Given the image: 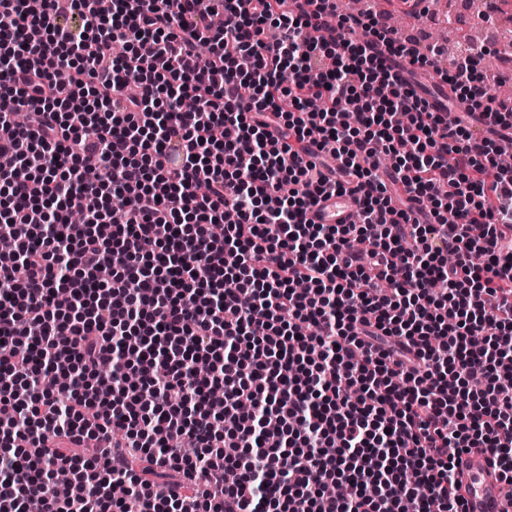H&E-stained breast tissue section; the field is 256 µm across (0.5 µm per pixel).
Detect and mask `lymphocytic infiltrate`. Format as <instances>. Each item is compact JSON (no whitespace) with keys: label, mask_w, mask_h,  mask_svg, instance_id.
Returning a JSON list of instances; mask_svg holds the SVG:
<instances>
[{"label":"lymphocytic infiltrate","mask_w":512,"mask_h":512,"mask_svg":"<svg viewBox=\"0 0 512 512\" xmlns=\"http://www.w3.org/2000/svg\"><path fill=\"white\" fill-rule=\"evenodd\" d=\"M70 13L0 0V512H464L469 448L512 484V98L483 50L444 68L334 0ZM336 193L359 222L308 221Z\"/></svg>","instance_id":"obj_1"}]
</instances>
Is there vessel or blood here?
I'll return each instance as SVG.
<instances>
[{
	"label": "vessel or blood",
	"mask_w": 512,
	"mask_h": 512,
	"mask_svg": "<svg viewBox=\"0 0 512 512\" xmlns=\"http://www.w3.org/2000/svg\"><path fill=\"white\" fill-rule=\"evenodd\" d=\"M356 210L351 197L333 196L315 206L309 219L316 224H349ZM456 474L465 512H501L507 486L488 454L477 450L463 453L457 462Z\"/></svg>",
	"instance_id": "vessel-or-blood-1"
}]
</instances>
